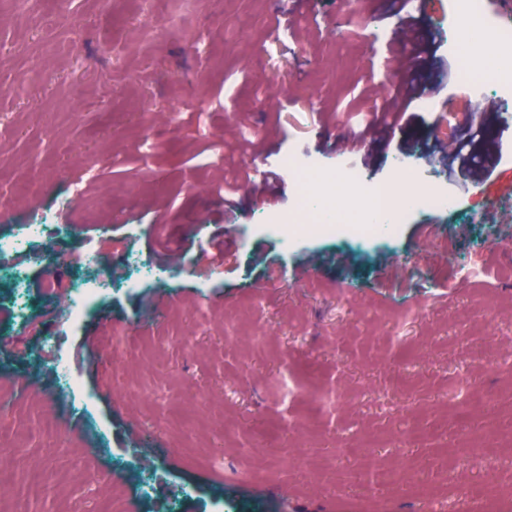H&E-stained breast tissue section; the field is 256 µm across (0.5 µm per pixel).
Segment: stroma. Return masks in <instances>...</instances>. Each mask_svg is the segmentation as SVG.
Masks as SVG:
<instances>
[{"mask_svg": "<svg viewBox=\"0 0 512 512\" xmlns=\"http://www.w3.org/2000/svg\"><path fill=\"white\" fill-rule=\"evenodd\" d=\"M386 4L0 0V236L43 217L29 249L53 247L25 324L0 278V512H512V126L490 128L480 185L415 105L384 146L343 150L401 83ZM421 19V80L463 104L448 0ZM291 152L371 183L407 156L459 207L361 249L287 243L266 220L299 213ZM88 247L113 282L132 252L156 277L71 323Z\"/></svg>", "mask_w": 512, "mask_h": 512, "instance_id": "1", "label": "stroma"}]
</instances>
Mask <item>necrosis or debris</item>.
<instances>
[{"instance_id":"1","label":"necrosis or debris","mask_w":512,"mask_h":512,"mask_svg":"<svg viewBox=\"0 0 512 512\" xmlns=\"http://www.w3.org/2000/svg\"><path fill=\"white\" fill-rule=\"evenodd\" d=\"M451 9L458 23L475 24L482 32L485 48L481 67H473L462 46L460 34H453L449 48L459 59L458 81L472 99L489 92L512 94V26L504 25L489 8L488 0H452ZM280 167L289 172L302 190L301 205L306 222L289 225L286 235H310L343 224L352 240L382 235L385 225L402 223L408 207L450 212L457 200L433 184L419 181L418 169L411 161L396 159L393 182L370 183L357 170L348 168L327 172L302 163L297 156L281 158Z\"/></svg>"}]
</instances>
